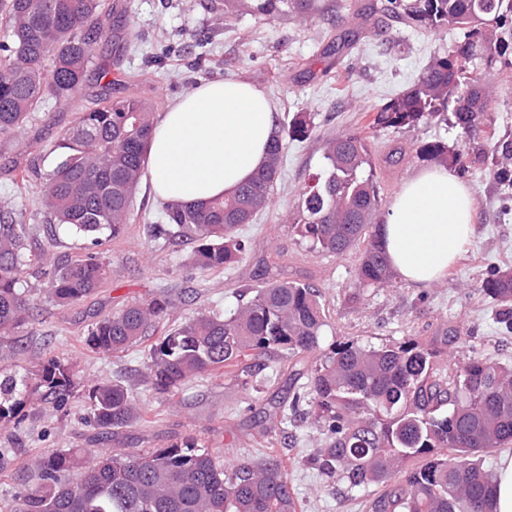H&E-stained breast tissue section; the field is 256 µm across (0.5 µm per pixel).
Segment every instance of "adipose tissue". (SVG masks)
Returning a JSON list of instances; mask_svg holds the SVG:
<instances>
[{
	"mask_svg": "<svg viewBox=\"0 0 512 512\" xmlns=\"http://www.w3.org/2000/svg\"><path fill=\"white\" fill-rule=\"evenodd\" d=\"M276 126L267 96L240 79L210 82L171 104L155 125L147 173L164 202L189 205L234 194L262 168ZM474 200L446 165L407 179L380 227L403 282H439L470 244Z\"/></svg>",
	"mask_w": 512,
	"mask_h": 512,
	"instance_id": "obj_1",
	"label": "adipose tissue"
}]
</instances>
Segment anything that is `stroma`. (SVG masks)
I'll list each match as a JSON object with an SVG mask.
<instances>
[{"instance_id": "stroma-1", "label": "stroma", "mask_w": 512, "mask_h": 512, "mask_svg": "<svg viewBox=\"0 0 512 512\" xmlns=\"http://www.w3.org/2000/svg\"><path fill=\"white\" fill-rule=\"evenodd\" d=\"M206 2L118 0L128 22L107 32L102 60L117 62L121 79L111 84L98 72H89L70 103L40 114L23 141L41 173L50 172L57 163L51 147L60 132L104 91L117 98L150 90L156 112L162 113L203 83L238 78L270 99L278 121L296 112L313 113L316 132L307 141L287 142L272 203L239 229L248 250L231 270H187L181 261L190 252L191 241H184L181 252L175 253L147 238L144 225L161 222L163 203L144 180L133 202L132 223L103 247L110 259V275L100 288L62 308L50 300L47 283L37 282L35 318L8 338H0V366L20 371L51 352L72 361L79 380L67 416L24 409L29 446L0 470V500L13 499L22 491L21 478L30 458L50 448L119 444L144 451L191 437L224 461L260 459L277 451L298 497V512H369L371 492L348 493L342 483L326 478L312 464L317 443L308 423L294 429L291 446L280 440L268 443L256 426L254 418L262 404L286 392L289 368L280 355H272L269 369L248 386L227 376L198 379L169 401L141 380L149 343L116 356L92 352L84 345L87 326L97 313L161 293L176 302L172 320L178 322L201 310H233L242 291L263 285L278 272L321 291L328 325L320 353L352 339L375 346L435 340L437 360L443 365H463L476 351L512 358V333L501 327L496 305L480 290L494 269L512 267V187L498 182L484 166L470 162L457 173L474 197L476 232L447 276L429 288L397 280L392 287L373 288L358 301H349L354 256L318 251L295 228L300 192L324 170L322 139L362 130L368 113L408 91L434 54L447 52L462 40V31L437 32L384 13L386 0H320L321 13L306 22L288 16L269 19L246 10L228 22L222 12L206 10ZM357 8L370 9L368 22L354 17ZM506 57L487 74L484 84L497 136L510 143L512 48ZM434 139L469 154L484 144L482 134L469 136L436 120L373 133L375 156L395 146L407 152L396 166H377L383 207H390L404 181L424 168L414 152ZM15 158V146L0 143V201L9 202L32 224L35 246L47 263L83 255V240L63 231L49 237L38 213L37 186L19 188L11 181ZM101 379L121 380L143 399L140 418L124 428L117 441L98 438L84 423L86 395Z\"/></svg>"}]
</instances>
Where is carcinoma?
<instances>
[{
  "label": "carcinoma",
  "instance_id": "carcinoma-1",
  "mask_svg": "<svg viewBox=\"0 0 512 512\" xmlns=\"http://www.w3.org/2000/svg\"><path fill=\"white\" fill-rule=\"evenodd\" d=\"M319 0H224V17L243 6L255 15L293 14L305 22ZM387 9L434 31L457 28L464 40L433 57L403 96L374 111L369 128L400 130L444 118L470 134L488 124L477 63L504 55L501 34L512 30V0H387ZM116 6L107 0H0L8 40L0 42V136L22 134L50 103L67 104L81 90L98 58V43ZM156 123L153 102L137 92L114 99L101 93L94 106L63 130L53 151L58 162L41 184L39 200L50 229L87 240L80 258L44 265L29 242L27 225L0 207V335L33 317L34 301L22 274L47 279L49 298L70 306L100 287L110 262L98 250L103 236L130 223L133 199L147 167ZM311 114L297 112L272 139L265 166L236 194L192 206L165 205V222L148 236L176 249L190 232L194 249L182 266L200 272L229 268L246 252L238 228L270 204L283 167V141L309 139ZM488 147L474 156L495 178L512 182V143L487 133ZM326 167L302 193L296 222L301 237L321 251L357 255L349 286L356 299L391 285L394 274L380 245L382 198L375 179L370 136L353 132L323 143ZM427 161L463 165V153L441 141L416 149ZM481 292L512 326V268L487 277ZM164 293L97 317L87 345L102 355L142 343L169 318ZM327 326L319 291L308 283L274 277L220 310L187 316L149 350L141 376L155 391L176 396L185 383L223 373L246 385L267 367L263 357L284 351L290 380L304 375L302 355L319 347ZM435 346L418 342L374 347L348 340L321 355L308 389L275 397L263 414L267 432L288 425L302 405L321 435L314 463L350 491L383 488L374 512H496L495 477L481 455L512 444V362L481 352L445 369ZM78 378L73 366L50 354L18 374L0 369V427L23 442L26 406L63 413ZM85 421L99 434L116 432L140 417L138 392L120 381H99L89 391ZM33 484L5 512H296L297 501L274 455L244 458L225 467L193 441L138 451L56 448L31 458Z\"/></svg>",
  "mask_w": 512,
  "mask_h": 512
}]
</instances>
